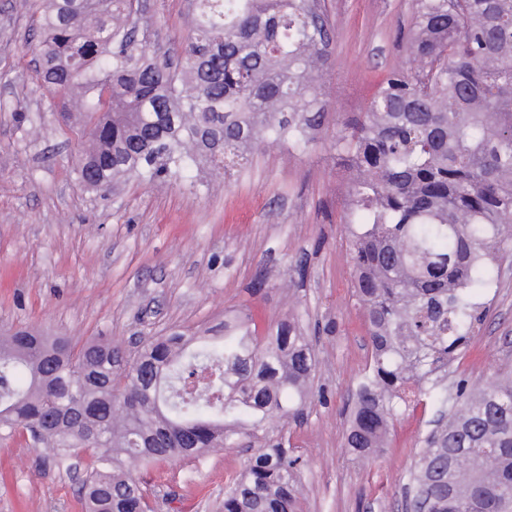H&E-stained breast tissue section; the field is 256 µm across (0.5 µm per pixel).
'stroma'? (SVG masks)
<instances>
[{"mask_svg": "<svg viewBox=\"0 0 512 512\" xmlns=\"http://www.w3.org/2000/svg\"><path fill=\"white\" fill-rule=\"evenodd\" d=\"M413 2L324 0L335 30L322 79L329 121L310 152L269 143L229 184L131 179L103 195L78 182L79 142L37 84L42 0H0V329L109 336L130 348L243 307L266 329L296 319L318 359V393L283 431L299 458V512H401L436 409L398 417L377 460L346 445L348 398L371 347L352 294L345 175L331 140L389 71L406 66ZM193 14L194 0H145L141 26L174 52ZM260 268L269 285L257 291ZM478 300L485 318L439 387L512 370V262ZM247 457L233 447L140 471L152 512H220L225 483ZM80 478L24 441L0 442V512H80Z\"/></svg>", "mask_w": 512, "mask_h": 512, "instance_id": "1", "label": "stroma"}]
</instances>
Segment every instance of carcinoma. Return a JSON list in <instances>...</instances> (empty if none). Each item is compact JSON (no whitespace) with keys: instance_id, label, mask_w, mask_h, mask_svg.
<instances>
[{"instance_id":"1","label":"carcinoma","mask_w":512,"mask_h":512,"mask_svg":"<svg viewBox=\"0 0 512 512\" xmlns=\"http://www.w3.org/2000/svg\"><path fill=\"white\" fill-rule=\"evenodd\" d=\"M135 0H46L36 75L85 146L81 183L229 180L275 142L304 153L323 129L333 29L320 0H195L176 61L139 36ZM408 65L336 135L354 294L371 344L347 445L371 460L424 402L452 409L411 474L429 512H512V372L448 397L423 383L467 348L512 250V0H415ZM109 100H102L104 90ZM312 345L249 314L201 336L173 329L121 350L35 329L0 333V440L83 459L84 512H149L132 469L260 433L224 512H295L299 458L278 428L304 414Z\"/></svg>"}]
</instances>
